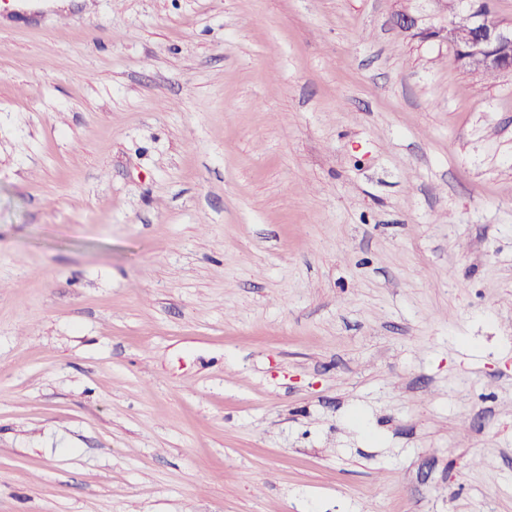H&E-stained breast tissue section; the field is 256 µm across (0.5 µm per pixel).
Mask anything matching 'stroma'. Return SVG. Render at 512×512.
I'll list each match as a JSON object with an SVG mask.
<instances>
[{"label":"stroma","mask_w":512,"mask_h":512,"mask_svg":"<svg viewBox=\"0 0 512 512\" xmlns=\"http://www.w3.org/2000/svg\"><path fill=\"white\" fill-rule=\"evenodd\" d=\"M447 22L0 0V512H512V73Z\"/></svg>","instance_id":"obj_1"}]
</instances>
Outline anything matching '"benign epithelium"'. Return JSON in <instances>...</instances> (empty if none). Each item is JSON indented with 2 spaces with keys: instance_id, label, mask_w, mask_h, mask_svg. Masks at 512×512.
Wrapping results in <instances>:
<instances>
[{
  "instance_id": "benign-epithelium-1",
  "label": "benign epithelium",
  "mask_w": 512,
  "mask_h": 512,
  "mask_svg": "<svg viewBox=\"0 0 512 512\" xmlns=\"http://www.w3.org/2000/svg\"><path fill=\"white\" fill-rule=\"evenodd\" d=\"M442 33L461 68L478 73L512 72V22L489 19L486 0H472L464 23L452 18Z\"/></svg>"
}]
</instances>
